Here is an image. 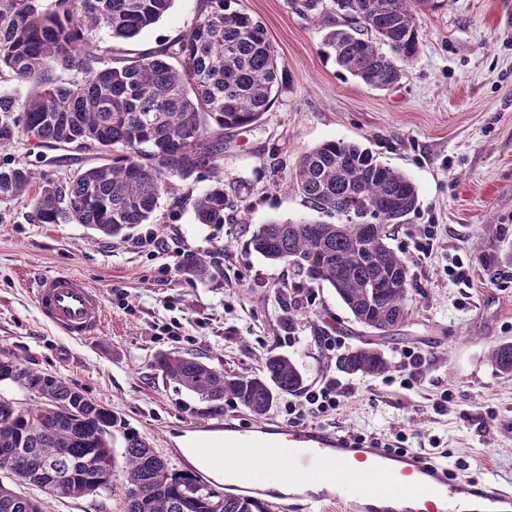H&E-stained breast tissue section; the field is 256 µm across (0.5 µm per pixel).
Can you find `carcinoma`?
<instances>
[{
  "label": "carcinoma",
  "mask_w": 512,
  "mask_h": 512,
  "mask_svg": "<svg viewBox=\"0 0 512 512\" xmlns=\"http://www.w3.org/2000/svg\"><path fill=\"white\" fill-rule=\"evenodd\" d=\"M174 2L0 0V82L31 85L23 96L0 91V148L25 141L112 158L65 182L0 161V205L29 193L33 223L83 224L118 236L149 221L162 194L182 203L174 181L218 168L224 136L260 123L283 71L262 24L231 8L235 0H200L199 19L181 39L116 64L111 43L137 38ZM424 6L435 9L437 2L332 0V12L346 24L330 30L324 45L350 75L387 89L419 53L417 13ZM294 184L310 207L341 223L263 224L250 238L252 249L334 289L354 320L381 336L405 323L416 287L387 229L416 210V184L361 145L340 140L303 152ZM225 206L218 179L194 199L195 219L222 224ZM181 269L203 276L207 255H187ZM488 357L499 374L512 377V341L492 345ZM151 368L207 403L208 416L223 415L226 400L261 416L304 385L296 364L273 352L254 374L175 352L157 354ZM337 368L376 376L391 361L366 342L340 355ZM0 382L38 398L29 404L0 395V473L13 474L0 480V512H48L52 498L111 491L117 431L124 445L121 512H266L255 499L215 490L194 471L171 469L136 429L64 378L4 357Z\"/></svg>",
  "instance_id": "carcinoma-1"
}]
</instances>
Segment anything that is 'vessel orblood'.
I'll list each match as a JSON object with an SVG mask.
<instances>
[{
    "label": "vessel or blood",
    "instance_id": "1",
    "mask_svg": "<svg viewBox=\"0 0 512 512\" xmlns=\"http://www.w3.org/2000/svg\"><path fill=\"white\" fill-rule=\"evenodd\" d=\"M41 317L69 337L92 338L103 324L96 288L71 273L34 281ZM241 451L264 461L227 493L265 501L270 512H512V486L469 484L424 462L414 451L394 452L297 427L238 429L224 439V457ZM361 474L366 486L348 483Z\"/></svg>",
    "mask_w": 512,
    "mask_h": 512
}]
</instances>
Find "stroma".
<instances>
[{
  "instance_id": "obj_1",
  "label": "stroma",
  "mask_w": 512,
  "mask_h": 512,
  "mask_svg": "<svg viewBox=\"0 0 512 512\" xmlns=\"http://www.w3.org/2000/svg\"><path fill=\"white\" fill-rule=\"evenodd\" d=\"M238 0L260 21L285 74V85L260 124L231 136L219 171L181 183L174 207L162 195L147 223L106 237L80 224H34L20 198L0 205V356L62 377L110 405L170 467L190 470L180 437L217 448L226 428L287 424L285 399L262 417L233 401L204 417L197 397L156 377L160 352H179L239 372L258 371L267 352L291 358L305 386L331 376L347 396L336 415L304 426L384 443L405 435L422 453H451L458 479L512 482V379L487 359L512 340V0H440L420 14V50L402 80L375 89L341 69L324 47L337 17L331 0ZM199 0H176L167 16L114 55L135 57L179 40L196 23ZM355 142L409 176L419 205L389 227V244L409 261L417 287L408 320L376 344L392 362L381 376L348 375L323 339L359 345L358 324L334 290L297 276L254 252L249 240L270 221L321 220L293 188L300 154L327 140ZM27 144L0 159L31 160ZM34 161V160H31ZM39 173L64 178L98 165L95 153L44 150ZM224 179L220 224H200L191 200ZM435 228L427 237V228ZM204 252L209 271L183 275L186 255ZM468 278L448 280L451 259ZM73 273L101 294L103 329L91 339L61 335L39 317L31 283ZM426 363L404 386L400 353Z\"/></svg>"
}]
</instances>
